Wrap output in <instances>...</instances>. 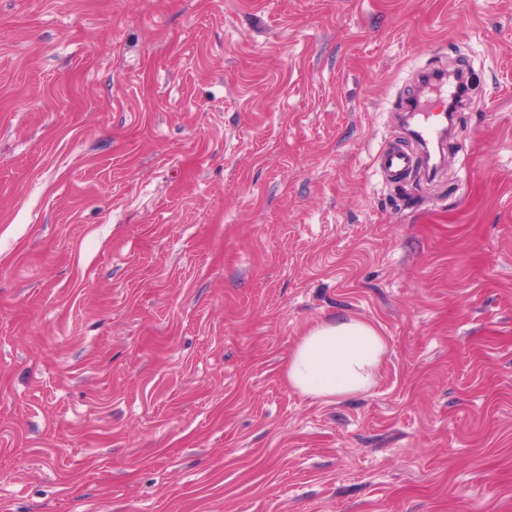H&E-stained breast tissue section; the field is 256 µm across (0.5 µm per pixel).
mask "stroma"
Instances as JSON below:
<instances>
[{
  "instance_id": "35a3bbf8",
  "label": "stroma",
  "mask_w": 512,
  "mask_h": 512,
  "mask_svg": "<svg viewBox=\"0 0 512 512\" xmlns=\"http://www.w3.org/2000/svg\"><path fill=\"white\" fill-rule=\"evenodd\" d=\"M330 317L387 351L326 402ZM0 512H512V0H0ZM439 71L425 73L419 79L415 86L414 93L409 101L406 112L407 125L411 136L405 137V140H394L385 145L377 154L375 163L386 183L400 186L413 179L421 168L434 167L436 163L432 155L427 153H416L409 148V140L412 139L423 147L428 146L430 142L436 141L441 155V147L446 143L447 133V107L442 106L439 110L433 112L434 107L427 111L419 113V102L424 92L449 86L448 93L449 104L455 105V111L461 110L467 92L466 82H448L445 74H437ZM464 84V88L461 86ZM449 84V85H448ZM407 140V141H406ZM441 146V147H440ZM385 337L360 320H329L311 328L291 352L288 385L324 401L369 390L386 352Z\"/></svg>"
}]
</instances>
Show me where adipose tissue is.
Wrapping results in <instances>:
<instances>
[{
  "mask_svg": "<svg viewBox=\"0 0 512 512\" xmlns=\"http://www.w3.org/2000/svg\"><path fill=\"white\" fill-rule=\"evenodd\" d=\"M387 343L372 324L329 320L311 328L291 352L286 380L297 392L333 401L369 390Z\"/></svg>",
  "mask_w": 512,
  "mask_h": 512,
  "instance_id": "1",
  "label": "adipose tissue"
}]
</instances>
